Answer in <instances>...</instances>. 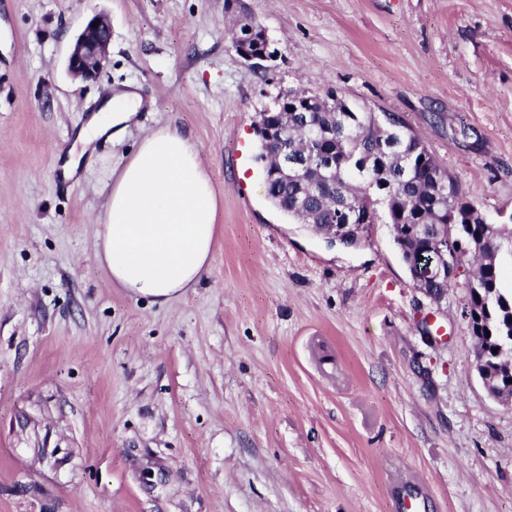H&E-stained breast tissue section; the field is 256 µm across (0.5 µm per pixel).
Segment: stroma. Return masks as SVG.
Returning a JSON list of instances; mask_svg holds the SVG:
<instances>
[{
  "mask_svg": "<svg viewBox=\"0 0 512 512\" xmlns=\"http://www.w3.org/2000/svg\"><path fill=\"white\" fill-rule=\"evenodd\" d=\"M0 0V512H512L456 282L414 288L385 224L327 245L268 199L257 114L282 90L403 118L487 223L512 214V0ZM96 13L97 82L67 56ZM145 105L63 164L107 92ZM191 131L220 206L197 287L152 304L96 257L104 188L143 136ZM436 327L428 337L423 319ZM237 22L238 32L235 35L234 33L232 34L231 41H237L241 45H245L248 48H236L239 57L248 65V67L251 70H268L269 66H267L266 63L272 61L275 57V54L273 50H271L270 40L268 39V36L266 35L265 31H263L261 36L263 40L266 42V50L265 42L259 39L258 33H252V28H249H260L259 24L255 23L252 20H239ZM249 50L255 54L250 53Z\"/></svg>",
  "mask_w": 512,
  "mask_h": 512,
  "instance_id": "35a3bbf8",
  "label": "stroma"
}]
</instances>
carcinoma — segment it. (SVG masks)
I'll return each mask as SVG.
<instances>
[{"instance_id":"carcinoma-1","label":"carcinoma","mask_w":512,"mask_h":512,"mask_svg":"<svg viewBox=\"0 0 512 512\" xmlns=\"http://www.w3.org/2000/svg\"><path fill=\"white\" fill-rule=\"evenodd\" d=\"M252 20L238 21L231 37L253 53L265 42L251 32ZM323 111L304 104L288 108L290 153L318 158L288 178H265L269 199L301 224L319 231L350 224L361 235L371 224L404 228L438 222L448 225V240L478 242L474 252L456 249L454 267L462 270L468 298L463 315L475 337L480 374L498 396H512V295L499 287L497 259L512 256V226L488 224L453 176L438 165L424 142L401 119L358 112L334 94H313ZM351 200L350 211L333 206Z\"/></svg>"}]
</instances>
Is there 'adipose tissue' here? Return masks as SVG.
Instances as JSON below:
<instances>
[{
    "instance_id": "1",
    "label": "adipose tissue",
    "mask_w": 512,
    "mask_h": 512,
    "mask_svg": "<svg viewBox=\"0 0 512 512\" xmlns=\"http://www.w3.org/2000/svg\"><path fill=\"white\" fill-rule=\"evenodd\" d=\"M142 99L107 96L79 135L83 146L117 139ZM219 200L192 137L164 124L145 135L113 180L98 218L97 258L113 282L164 304L197 287L213 252Z\"/></svg>"
}]
</instances>
